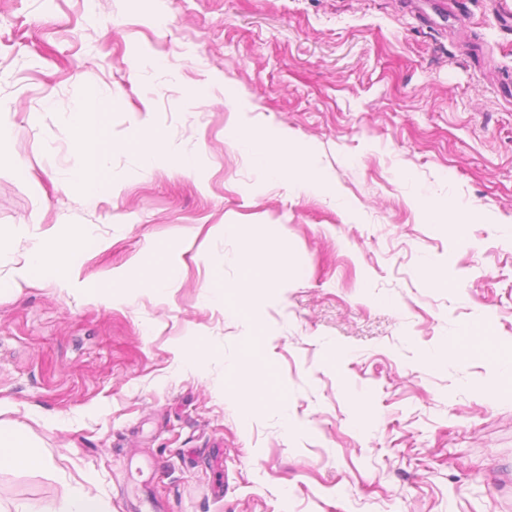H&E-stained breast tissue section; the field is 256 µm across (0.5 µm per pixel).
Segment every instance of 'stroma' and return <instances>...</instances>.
<instances>
[{"label": "stroma", "instance_id": "1", "mask_svg": "<svg viewBox=\"0 0 512 512\" xmlns=\"http://www.w3.org/2000/svg\"><path fill=\"white\" fill-rule=\"evenodd\" d=\"M512 0H0V280L32 234L79 227L74 282L0 297V425L47 468L0 471V512L79 485L112 512H512ZM162 60L163 69L152 68ZM111 90L112 188L58 173L84 90ZM209 90L197 101L198 90ZM197 157L143 171L135 122ZM290 146L332 185L262 182L238 126ZM459 199L462 235L431 213ZM241 224L272 286L245 313L207 302L239 280ZM178 265L172 288L141 267ZM431 262L450 276L427 284ZM488 350L436 368L466 331ZM264 349V376L237 364ZM252 378L243 403L235 384Z\"/></svg>", "mask_w": 512, "mask_h": 512}]
</instances>
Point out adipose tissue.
<instances>
[{
	"label": "adipose tissue",
	"instance_id": "adipose-tissue-1",
	"mask_svg": "<svg viewBox=\"0 0 512 512\" xmlns=\"http://www.w3.org/2000/svg\"><path fill=\"white\" fill-rule=\"evenodd\" d=\"M107 96L105 89L87 87L72 120L68 121L63 135L71 147L81 156L82 166L76 173H62V181L80 180L89 196H96L101 183L99 176L104 169L109 147L101 135L105 123L102 103ZM237 142L246 150L256 166V171L267 183L291 178L295 183L311 190L323 189L324 184L315 170L288 147L287 135L276 140L255 139L248 129H240ZM135 152L143 170H151L156 158L166 156L175 173L189 176L197 170L195 157L181 154L165 147L155 134L137 137ZM90 239L83 231H76L64 239L38 238L33 241L18 269L15 279L0 280V294L19 290L21 283L34 281L35 274L42 268H50L54 281L62 286L69 285L74 270L69 261L70 253L80 246L89 244ZM239 263L248 269L249 275L243 281L222 285L213 295L214 301L245 300L256 296L262 288L268 287L267 266L262 257L253 250H244L238 256ZM46 459L34 452L32 441L22 426L0 429V470L18 468L40 469L46 467Z\"/></svg>",
	"mask_w": 512,
	"mask_h": 512
}]
</instances>
